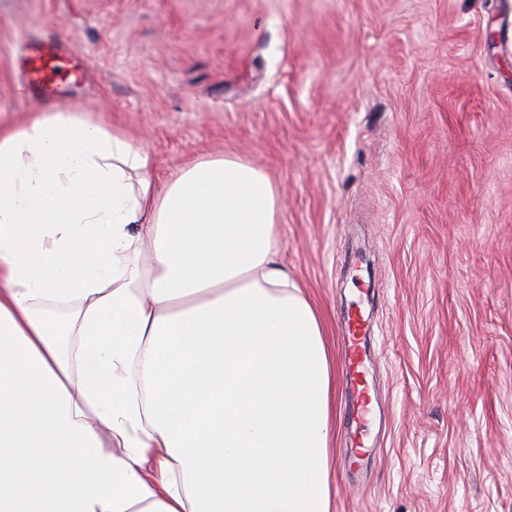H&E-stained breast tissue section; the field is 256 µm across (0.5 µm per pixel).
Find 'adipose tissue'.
<instances>
[{
  "instance_id": "obj_1",
  "label": "adipose tissue",
  "mask_w": 512,
  "mask_h": 512,
  "mask_svg": "<svg viewBox=\"0 0 512 512\" xmlns=\"http://www.w3.org/2000/svg\"><path fill=\"white\" fill-rule=\"evenodd\" d=\"M264 171L0 129V512H331L336 370Z\"/></svg>"
}]
</instances>
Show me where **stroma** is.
<instances>
[{
  "label": "stroma",
  "instance_id": "stroma-1",
  "mask_svg": "<svg viewBox=\"0 0 512 512\" xmlns=\"http://www.w3.org/2000/svg\"><path fill=\"white\" fill-rule=\"evenodd\" d=\"M29 39L159 180L271 176L335 359L369 310L370 449L337 382L333 512H512V0H0L1 127L45 109L10 76Z\"/></svg>",
  "mask_w": 512,
  "mask_h": 512
}]
</instances>
